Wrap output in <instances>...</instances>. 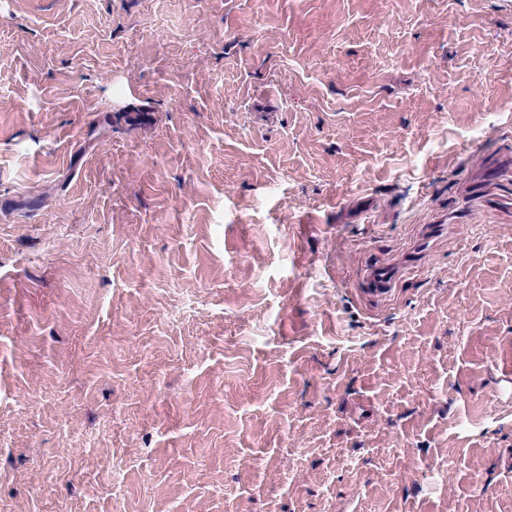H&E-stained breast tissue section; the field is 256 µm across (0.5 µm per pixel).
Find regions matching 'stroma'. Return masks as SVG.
I'll use <instances>...</instances> for the list:
<instances>
[{
  "mask_svg": "<svg viewBox=\"0 0 512 512\" xmlns=\"http://www.w3.org/2000/svg\"><path fill=\"white\" fill-rule=\"evenodd\" d=\"M0 512H512V0H0Z\"/></svg>",
  "mask_w": 512,
  "mask_h": 512,
  "instance_id": "1",
  "label": "stroma"
}]
</instances>
